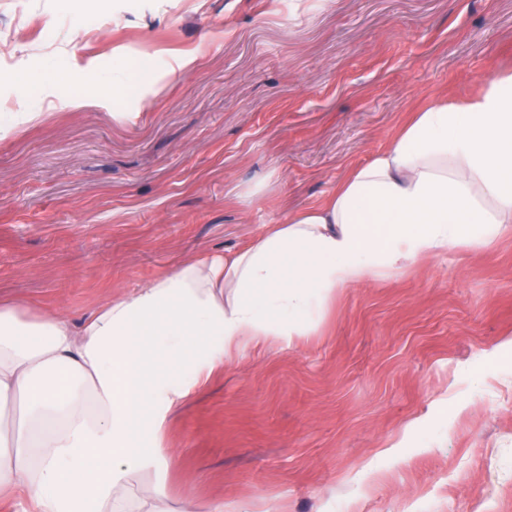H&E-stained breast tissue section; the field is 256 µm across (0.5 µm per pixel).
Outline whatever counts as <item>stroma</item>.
Wrapping results in <instances>:
<instances>
[{
	"mask_svg": "<svg viewBox=\"0 0 512 512\" xmlns=\"http://www.w3.org/2000/svg\"><path fill=\"white\" fill-rule=\"evenodd\" d=\"M198 54L189 73L173 57ZM74 109L14 74H65ZM512 70V0H0V298L73 326L182 261L320 204L411 112ZM512 237L346 289L293 344L246 348L138 476L208 512H512Z\"/></svg>",
	"mask_w": 512,
	"mask_h": 512,
	"instance_id": "stroma-1",
	"label": "stroma"
}]
</instances>
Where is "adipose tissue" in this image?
<instances>
[{
  "label": "adipose tissue",
  "mask_w": 512,
  "mask_h": 512,
  "mask_svg": "<svg viewBox=\"0 0 512 512\" xmlns=\"http://www.w3.org/2000/svg\"><path fill=\"white\" fill-rule=\"evenodd\" d=\"M512 234V72L418 110L327 201L241 248L188 259L73 327L0 300V505L170 512L138 474L169 466L168 416L247 346L299 340L346 288Z\"/></svg>",
  "instance_id": "adipose-tissue-1"
}]
</instances>
